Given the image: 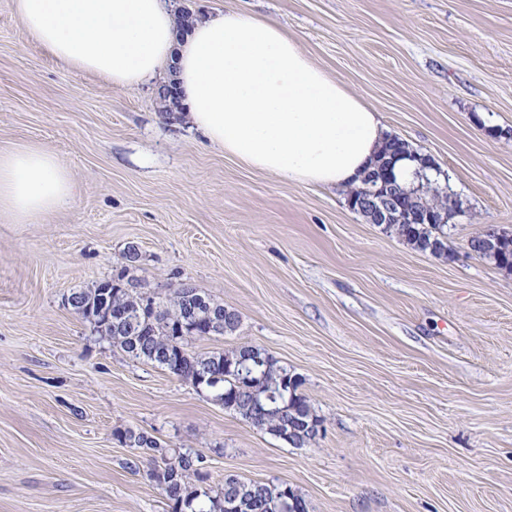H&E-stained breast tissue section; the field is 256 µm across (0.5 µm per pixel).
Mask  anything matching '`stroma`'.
Returning a JSON list of instances; mask_svg holds the SVG:
<instances>
[{
  "mask_svg": "<svg viewBox=\"0 0 512 512\" xmlns=\"http://www.w3.org/2000/svg\"><path fill=\"white\" fill-rule=\"evenodd\" d=\"M271 18L431 156L460 209L451 256L416 251L345 192L226 156L158 87H115L33 44L0 0V150L36 144L74 184L34 224L0 215V512H171L116 429L285 483L309 512H512V272L466 248L512 233V0H171ZM136 244L140 258L128 267ZM129 268L235 310L194 353L266 349L320 420L295 448L101 341L65 299Z\"/></svg>",
  "mask_w": 512,
  "mask_h": 512,
  "instance_id": "1",
  "label": "stroma"
}]
</instances>
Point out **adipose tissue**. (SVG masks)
I'll return each instance as SVG.
<instances>
[{
    "label": "adipose tissue",
    "instance_id": "obj_1",
    "mask_svg": "<svg viewBox=\"0 0 512 512\" xmlns=\"http://www.w3.org/2000/svg\"><path fill=\"white\" fill-rule=\"evenodd\" d=\"M47 55L117 87L171 74L190 123L241 163L350 188L390 137L378 112L315 65L279 23L227 12L178 34L165 0H14ZM74 194L55 154L0 151V213L30 224Z\"/></svg>",
    "mask_w": 512,
    "mask_h": 512
}]
</instances>
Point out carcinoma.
I'll return each mask as SVG.
<instances>
[{
	"instance_id": "carcinoma-1",
	"label": "carcinoma",
	"mask_w": 512,
	"mask_h": 512,
	"mask_svg": "<svg viewBox=\"0 0 512 512\" xmlns=\"http://www.w3.org/2000/svg\"><path fill=\"white\" fill-rule=\"evenodd\" d=\"M416 199L417 204L423 208L448 211L446 194L436 191L429 196L419 188L416 190ZM384 232L402 239L418 251L436 256L448 254L446 223L389 224ZM476 256L498 268L512 271V234L500 232L498 251L493 256L479 252ZM110 282L112 288L116 289L112 306L129 312L132 324L129 331L115 328L112 319L99 312L102 285L78 290L84 302V310L80 315L102 339L134 359L191 382L195 388L211 394L225 409L235 412L244 420L257 403L264 401L277 405L282 400L308 417L317 418L309 398L300 391V381L290 376L288 367L279 364L276 359H270L247 383L236 372V361L241 356L242 348L204 355L189 354L186 347L190 340L210 338L214 333L210 332L209 323L202 313L190 327L185 326V321L176 320L177 314L190 303L182 289H175L169 301L161 304L137 292L136 286L125 279L123 271L110 279ZM168 347L174 351L175 360L168 365L155 360L154 353ZM116 437L119 443L129 448L149 450L152 460H161L151 470V476L169 500L172 512H227L225 504L228 502L233 512H284L283 502L287 493L295 502L294 512H308L305 499L287 485L243 481L231 476L226 479L224 488L214 494L202 486L203 456L185 452L170 458L168 448L159 439L132 429L119 430Z\"/></svg>"
}]
</instances>
